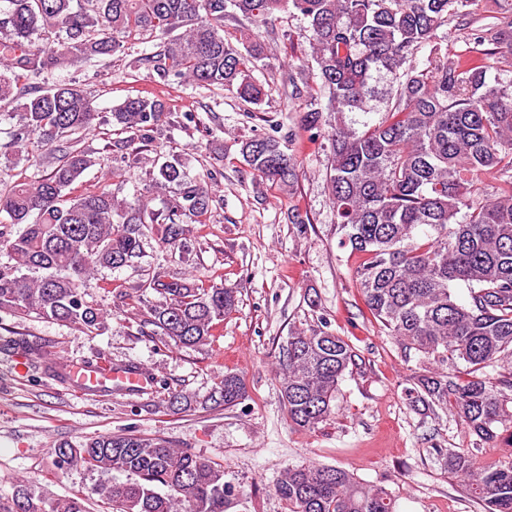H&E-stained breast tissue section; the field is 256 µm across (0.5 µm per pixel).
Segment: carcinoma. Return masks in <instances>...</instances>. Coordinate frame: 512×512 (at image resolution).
I'll use <instances>...</instances> for the list:
<instances>
[{
	"mask_svg": "<svg viewBox=\"0 0 512 512\" xmlns=\"http://www.w3.org/2000/svg\"><path fill=\"white\" fill-rule=\"evenodd\" d=\"M0 6V102L16 105L4 130L14 155L35 136L49 169L0 181V312L34 314L87 332L105 312L84 283L102 269L133 267L148 236L179 261H190V223L212 209L213 192L192 178L186 159L157 152L140 196L175 185L157 209L114 198L104 188L79 191L93 165L81 146L110 124L124 141L151 143L169 112L157 98L128 97L110 115L60 70L110 57L131 41H154L138 59L149 77L220 88L260 106L254 76L267 58L257 32L230 39L224 19L237 13L266 25L292 9L309 24L316 88L295 113L297 129L329 154L325 180L336 209L340 245L360 257L354 277L366 309L388 335L417 351L430 368L406 389L412 403L447 409L476 446H512V80L491 76L486 59L512 60V0L478 17L479 0H4ZM470 28L473 50L442 51L451 20ZM429 49L424 67L414 62ZM241 142L254 176L293 190L298 169L290 147L296 129ZM496 181L491 195L482 184ZM469 288L461 303L455 286ZM138 309L135 334L176 348L211 345L237 290L206 287L156 273L123 294ZM45 370L68 365L18 341ZM357 352L326 321L291 331L278 357L280 393L290 421L314 431L334 413L338 387ZM218 394L180 391L173 408L235 407L248 398L244 378L228 370ZM486 512H512V458L477 462L471 448L438 449ZM53 469L84 467L122 474L94 492L112 512H227L236 489L224 467L159 435L101 434L54 449ZM287 512H397L396 496L332 466L303 464L275 484ZM85 495L51 496L24 480L0 512H86Z\"/></svg>",
	"mask_w": 512,
	"mask_h": 512,
	"instance_id": "obj_1",
	"label": "carcinoma"
}]
</instances>
